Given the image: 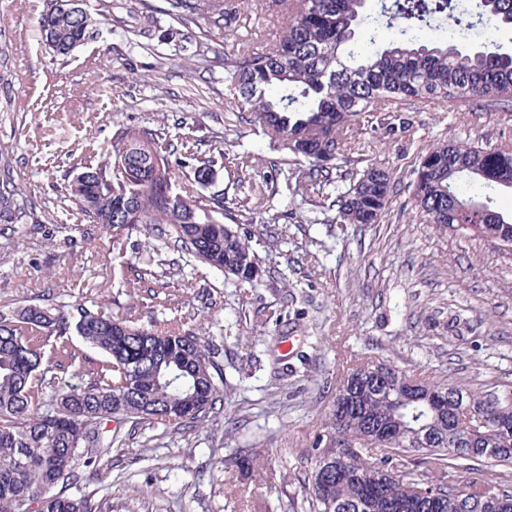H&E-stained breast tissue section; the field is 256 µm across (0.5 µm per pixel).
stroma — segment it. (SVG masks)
<instances>
[{
  "label": "stroma",
  "mask_w": 512,
  "mask_h": 512,
  "mask_svg": "<svg viewBox=\"0 0 512 512\" xmlns=\"http://www.w3.org/2000/svg\"><path fill=\"white\" fill-rule=\"evenodd\" d=\"M97 5L87 0L102 38L58 57L41 37L45 0H0V191L17 189L24 212L20 223L0 224V311L41 298L143 325L182 319L216 345L224 379V404L204 424L134 432L125 423V446L103 458L106 477L78 466L77 487L101 512H263L276 499L306 512V451L328 420L326 384L354 354L468 387L512 386V255L423 224L406 190L430 144L512 150V112L420 100L370 113L358 126L357 162L390 169L402 185L381 223L334 224L327 208L279 191L264 222L248 227L266 244L268 271L241 285L154 251L149 228L113 239L85 220L64 184L86 149L105 159L118 126L141 125L176 145L192 134L202 149L222 137L227 156L208 183L183 166L178 184L249 206L240 167L269 179L283 155L238 118L219 61L241 43L272 42L280 12L261 0L228 34L205 18L182 25L168 0ZM147 9L161 28H182L186 44L206 43L207 57L175 52L160 37L145 47L117 27L116 18ZM143 269L168 277L184 303L163 308L128 295L122 281ZM261 309L281 312L282 322L258 323ZM232 452L252 458V470L225 467Z\"/></svg>",
  "instance_id": "1"
}]
</instances>
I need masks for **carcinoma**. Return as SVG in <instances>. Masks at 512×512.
<instances>
[{
  "label": "carcinoma",
  "instance_id": "carcinoma-1",
  "mask_svg": "<svg viewBox=\"0 0 512 512\" xmlns=\"http://www.w3.org/2000/svg\"><path fill=\"white\" fill-rule=\"evenodd\" d=\"M61 0H46L41 31L58 56L99 35L89 11L71 24ZM250 0H170L183 24L206 17L229 31ZM278 0L284 25L265 50L224 57V81L238 112H248L273 146L288 154L285 189L316 205L336 193V224H378L399 181L370 165L342 169L353 150L356 125L370 112H391L406 101L436 100L471 112L478 106L512 109V53L482 45L465 50L449 40L423 44L412 31L437 18L465 34L472 26L459 0ZM479 16L512 27V0H480ZM383 29L399 39L371 54ZM157 31L143 12L137 36ZM173 158L167 135L119 126L107 160L90 155L65 186L91 224L112 237L143 224L159 226L156 240L244 283L257 281L262 260L245 225L265 211H234L231 199L175 185L174 167L192 164L203 178L224 156L222 141L206 151L183 146ZM512 194V151L444 141L420 156L408 185L420 218L441 232L450 224H476L469 235L512 243V213L464 196L459 181ZM151 301L173 300L169 282L153 277ZM77 335L98 350L88 357L70 341ZM75 368L83 383L52 389L54 368ZM210 345L182 321L145 327L63 300L0 311V512H20L35 500L40 512H97L86 497L67 494L74 465L97 463L102 448H121L116 416L132 426L198 424L221 401ZM309 512H512V487L483 477L488 465L512 466V389L477 390L414 376L372 356L356 355L336 379L325 431L311 445ZM336 465L324 469L327 457ZM464 471L466 484L450 480Z\"/></svg>",
  "mask_w": 512,
  "mask_h": 512
}]
</instances>
